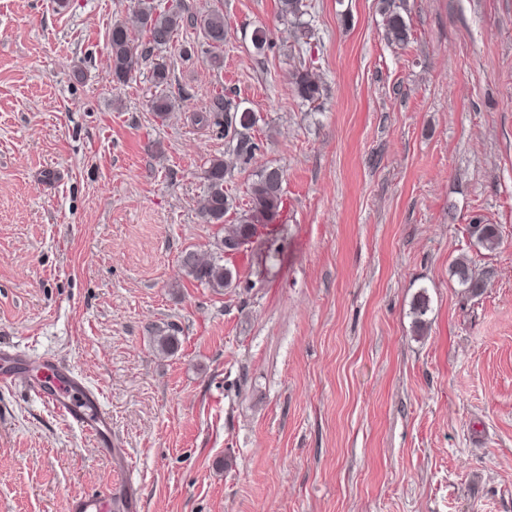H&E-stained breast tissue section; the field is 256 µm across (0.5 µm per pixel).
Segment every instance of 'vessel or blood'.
<instances>
[{"mask_svg": "<svg viewBox=\"0 0 512 512\" xmlns=\"http://www.w3.org/2000/svg\"><path fill=\"white\" fill-rule=\"evenodd\" d=\"M49 374L53 389L33 384L34 394L60 412L65 419L104 439L109 433V417L102 410L99 398L83 379L69 369L50 364ZM69 512H139L140 503L133 486L124 480L108 484L91 493H78L69 499Z\"/></svg>", "mask_w": 512, "mask_h": 512, "instance_id": "obj_1", "label": "vessel or blood"}]
</instances>
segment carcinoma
Segmentation results:
<instances>
[{
	"label": "carcinoma",
	"mask_w": 512,
	"mask_h": 512,
	"mask_svg": "<svg viewBox=\"0 0 512 512\" xmlns=\"http://www.w3.org/2000/svg\"><path fill=\"white\" fill-rule=\"evenodd\" d=\"M135 15L139 26L147 34L151 48L169 44L184 22H190L202 31L210 47V66L217 70L223 67L221 49L224 46L225 24L222 11L214 9L196 14L185 8L184 0H176V4L167 7L154 0H136ZM385 29L391 42L399 45L408 42L409 29L399 13L391 10L386 12ZM109 46L112 78L118 83H124L140 64L137 47L124 23L113 24ZM292 84L297 96L304 101H315L321 96L319 81L307 70H296L292 74ZM175 108V101L166 95L154 98L151 103L152 111L161 118ZM208 120L224 128V138L231 144L232 154L238 163L242 166L249 164L257 149L251 135L256 124L254 113L239 111L238 106L219 95L211 100L207 113L199 117L201 122ZM230 176L231 168L222 158L209 160L204 170L206 190L201 215L205 223L218 226L215 246L219 255L203 260L197 252L189 250L184 252L181 260L189 276L217 293L234 287L232 271L221 264L224 248L239 250L254 236L257 225L273 223L284 207L283 173L280 169L265 168L256 174L248 187V202L242 209L238 208L224 188ZM230 213L233 214V224L226 229L224 217ZM474 233L478 243L486 249L491 250L499 244L497 229L491 224L474 225ZM451 273L458 285L468 291L477 292L484 288V284L474 276L469 262L463 258L454 262Z\"/></svg>",
	"instance_id": "1"
}]
</instances>
